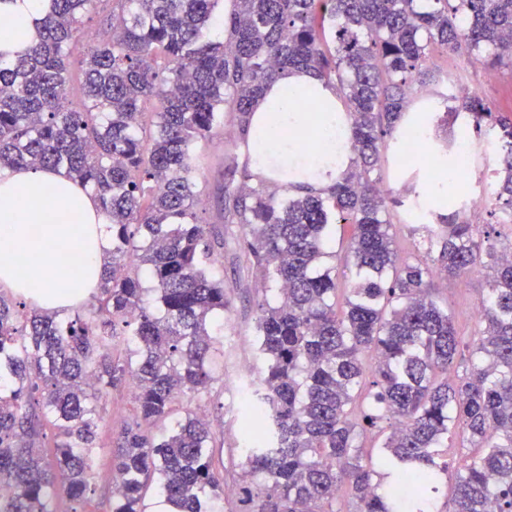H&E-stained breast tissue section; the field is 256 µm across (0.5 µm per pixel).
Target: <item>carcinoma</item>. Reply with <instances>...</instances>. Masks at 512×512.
<instances>
[{"mask_svg": "<svg viewBox=\"0 0 512 512\" xmlns=\"http://www.w3.org/2000/svg\"><path fill=\"white\" fill-rule=\"evenodd\" d=\"M96 2L45 0L30 44L0 56V168L66 169L98 197L112 231L90 310L20 312L0 294V376L10 379L9 394L0 391V484L11 489L0 512H50L58 489L72 500L94 492L97 400L126 384L136 418L118 436L112 512H145L152 481L171 512H210L224 483L209 423L189 412L160 440L143 426L215 380L210 324L228 307L215 270L224 224L244 227L247 260L275 289L254 329L264 371L240 405L249 438L239 512H335L343 489L356 512H434L429 493L448 476L457 429L470 451L440 512H512V261L484 245L479 225L448 213L441 194L418 227L426 255L399 261L391 207L401 201L377 177L435 54L512 68V0H228L221 42L207 30L223 0H113L112 35L88 46L77 112L63 105L66 51ZM293 70L339 93L350 168L324 188L293 183L283 194L270 179L251 186V159L235 156L224 165V211L200 223L199 144L226 126L246 136L257 102ZM434 99L444 123L503 131L494 195L512 224V119L475 92ZM342 223L354 226L352 280L338 311L336 271L323 259ZM475 269L487 291L466 359L431 287ZM47 422L60 438L51 462L36 446ZM367 433L379 440L373 454L361 444Z\"/></svg>", "mask_w": 512, "mask_h": 512, "instance_id": "cac0c4a2", "label": "carcinoma"}]
</instances>
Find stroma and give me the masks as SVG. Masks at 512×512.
<instances>
[{
    "label": "stroma",
    "mask_w": 512,
    "mask_h": 512,
    "mask_svg": "<svg viewBox=\"0 0 512 512\" xmlns=\"http://www.w3.org/2000/svg\"><path fill=\"white\" fill-rule=\"evenodd\" d=\"M438 80L448 86L449 95L458 89L476 91L493 110L512 117V70L492 71L474 59L451 52L438 57L435 62ZM450 138L468 143L472 160L466 181L457 185L459 202L456 207L460 220L470 224H494L500 218L499 208L490 193L498 165V155L490 144L488 128H477L474 123L457 121L448 128ZM245 156L247 146L238 133L222 132L200 144L196 153L197 188L203 194L205 206L200 210V220L210 221L221 205L217 187L222 181L224 159L229 154ZM423 167H402L393 150H385L382 157V185L392 197L402 199L401 207L393 211L396 224L395 244L399 258H411L421 253L423 245L416 230L415 220L406 218V209L424 210L430 195V186L422 177ZM484 198L479 210H472L475 198ZM244 229L239 224L224 227V247L219 250L217 270L224 276V292L229 301L222 324L216 325V346L219 350L213 365L215 383L209 394L194 398L189 406H178L177 415L194 411L206 416L215 435L213 456L217 466L224 469L225 485H232L233 477L240 470L242 458L238 453L241 442V422L233 406L230 390L244 378L258 379L263 363L253 343L256 303L264 288L259 272L245 259L241 251ZM486 287V278L480 271L463 273L452 281L443 282L432 290L434 299L453 314L457 328L464 338H472L477 329L475 304ZM103 420L100 424L101 447L95 459V491L88 500L75 503L62 497H50V512H112V485L106 475L112 470L115 455V438L118 432L133 419L132 391L124 386L103 394L99 402Z\"/></svg>",
    "instance_id": "35a3bbf8"
}]
</instances>
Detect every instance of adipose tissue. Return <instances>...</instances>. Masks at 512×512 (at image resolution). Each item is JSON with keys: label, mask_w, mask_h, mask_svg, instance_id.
<instances>
[{"label": "adipose tissue", "mask_w": 512, "mask_h": 512, "mask_svg": "<svg viewBox=\"0 0 512 512\" xmlns=\"http://www.w3.org/2000/svg\"><path fill=\"white\" fill-rule=\"evenodd\" d=\"M278 111L253 147L254 173L298 170L328 184L347 171L352 154L344 107L334 88L296 71L271 85L256 114ZM110 233L95 194L62 169L0 170V290L40 310L84 301L100 283ZM74 252L83 262L67 274L56 262Z\"/></svg>", "instance_id": "1"}]
</instances>
